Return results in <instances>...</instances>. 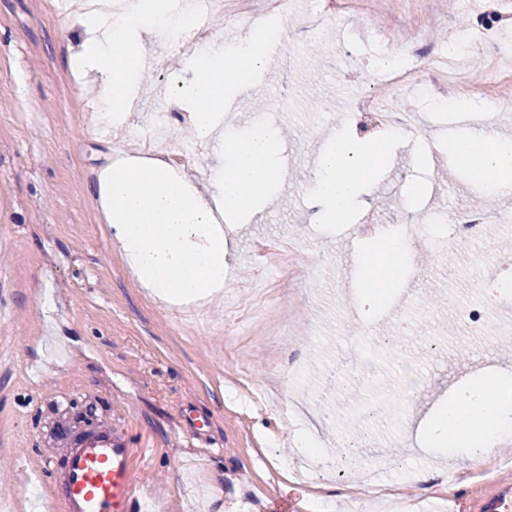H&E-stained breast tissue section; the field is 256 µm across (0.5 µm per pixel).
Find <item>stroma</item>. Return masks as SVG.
<instances>
[{
    "mask_svg": "<svg viewBox=\"0 0 512 512\" xmlns=\"http://www.w3.org/2000/svg\"><path fill=\"white\" fill-rule=\"evenodd\" d=\"M309 2L295 0L280 56L224 118L240 129L271 114L288 132L286 172L276 196L231 234L222 298L199 308L171 305L141 285L95 200L100 170L137 153L153 103L166 101L171 80L191 78L187 52L172 51L168 32L144 35L142 49L160 63L137 76L143 108L107 127L97 120L95 84L70 66L76 13L63 21L58 0H0V512H30L33 489L41 512H64L69 452L89 430L106 428L143 451L131 512H278L286 502L309 512L301 486L272 473L296 456L302 427L336 447L315 474L333 488L353 484L343 452L353 445L378 483H400L429 512H480L512 497V433L498 451L504 469L491 482L454 488L452 504L409 480L417 469L441 476L452 465L467 468L466 456L449 459L414 427L459 382L512 369L497 327L464 325L470 281L506 265L499 244L512 241V196H497L507 220L490 249L457 254L450 266L430 238L443 231L446 211L494 194L448 148L482 115L412 87L404 101L430 134L383 141L372 187L347 223H318L306 191L333 132L356 129L348 99L379 76L362 68L370 49L353 41L354 28L398 25L400 42L426 65L447 52L453 29L495 25L512 39V24L499 19L500 0L473 8L461 0H359L332 18ZM366 218L407 229L415 242L405 286L381 306L361 300L369 242L353 226ZM278 239L299 243L295 262L319 260L313 285L290 294L276 264L258 273L257 245ZM362 325L380 341L368 353L358 346ZM278 355L293 375L277 401L303 407L298 425L237 392L243 376L264 387L266 364ZM83 411L93 425L78 420ZM217 466L224 481L214 501Z\"/></svg>",
    "mask_w": 512,
    "mask_h": 512,
    "instance_id": "35a3bbf8",
    "label": "stroma"
}]
</instances>
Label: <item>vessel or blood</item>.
<instances>
[{
	"instance_id": "obj_1",
	"label": "vessel or blood",
	"mask_w": 512,
	"mask_h": 512,
	"mask_svg": "<svg viewBox=\"0 0 512 512\" xmlns=\"http://www.w3.org/2000/svg\"><path fill=\"white\" fill-rule=\"evenodd\" d=\"M134 455L124 438L107 430L72 449L65 473L67 512H130Z\"/></svg>"
}]
</instances>
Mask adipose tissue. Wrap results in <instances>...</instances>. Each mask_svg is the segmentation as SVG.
Returning <instances> with one entry per match:
<instances>
[{
	"mask_svg": "<svg viewBox=\"0 0 512 512\" xmlns=\"http://www.w3.org/2000/svg\"><path fill=\"white\" fill-rule=\"evenodd\" d=\"M80 19V50L72 67L90 77L100 92L99 117L121 121L135 99L133 79L144 67L138 49L143 33L168 22L171 0H108L105 9L76 5ZM449 149L456 161L503 193L512 191V144L474 131L453 138ZM380 159L377 148L345 131H337L317 158L307 192L323 224L346 222L357 197L367 188ZM365 261L362 276L371 288L368 304L384 303L402 285L400 259L405 252L398 228H389ZM512 429V372L501 370L492 380L463 387L443 406L429 430L436 447L449 455L460 450L494 451L500 436Z\"/></svg>",
	"mask_w": 512,
	"mask_h": 512,
	"instance_id": "ef3b65f1",
	"label": "adipose tissue"
}]
</instances>
